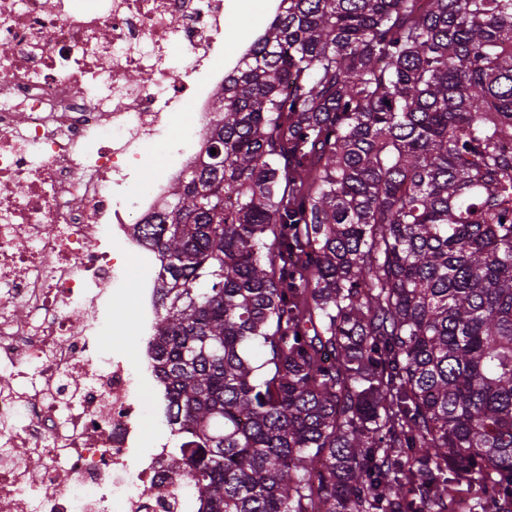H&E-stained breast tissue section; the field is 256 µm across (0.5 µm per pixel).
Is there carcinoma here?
<instances>
[{
	"mask_svg": "<svg viewBox=\"0 0 512 512\" xmlns=\"http://www.w3.org/2000/svg\"><path fill=\"white\" fill-rule=\"evenodd\" d=\"M214 112L141 225L198 512L512 505V0H280Z\"/></svg>",
	"mask_w": 512,
	"mask_h": 512,
	"instance_id": "1",
	"label": "carcinoma"
}]
</instances>
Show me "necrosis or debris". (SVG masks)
Returning <instances> with one entry per match:
<instances>
[{
  "instance_id": "4bbe7bcc",
  "label": "necrosis or debris",
  "mask_w": 512,
  "mask_h": 512,
  "mask_svg": "<svg viewBox=\"0 0 512 512\" xmlns=\"http://www.w3.org/2000/svg\"><path fill=\"white\" fill-rule=\"evenodd\" d=\"M224 18V0H0V512H191L140 428L160 256L137 226L204 154ZM128 303L138 346L105 352Z\"/></svg>"
}]
</instances>
